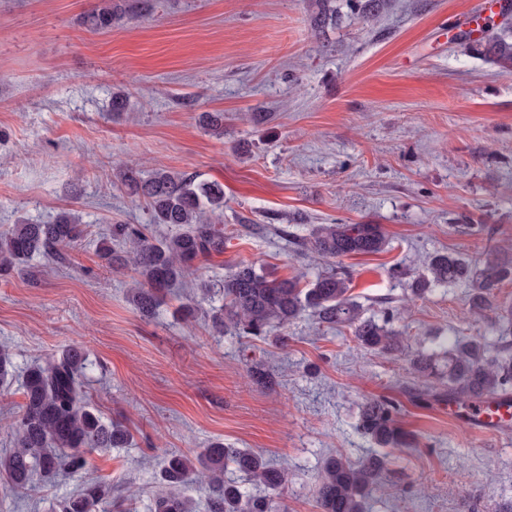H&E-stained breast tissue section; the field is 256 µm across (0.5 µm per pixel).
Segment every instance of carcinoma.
Listing matches in <instances>:
<instances>
[{
	"label": "carcinoma",
	"instance_id": "obj_1",
	"mask_svg": "<svg viewBox=\"0 0 512 512\" xmlns=\"http://www.w3.org/2000/svg\"><path fill=\"white\" fill-rule=\"evenodd\" d=\"M381 0H349L347 7L369 19L377 15ZM130 10L129 0H101L83 15V24L93 31H106ZM480 51L500 70L512 75V28L502 27L477 42ZM120 180L137 201H144L151 223L167 225L174 232L161 240L146 233L144 224H114L109 236L99 242L98 253L112 270L131 268L140 282L131 292V302L144 317L154 314L163 292L194 271L195 263L224 253V187L197 175L164 168L144 174L129 167ZM84 229L71 213L61 214L52 224H14L0 231V272L7 273L39 255L65 260V249L76 243ZM300 252L336 259L349 255L375 254L386 248L377 224H320L309 237L294 240ZM429 276L412 282L416 296L466 283L473 288L472 304L477 313L497 311L506 320L511 307L493 303L494 291L512 278V266L488 260L471 266L465 260L436 254L429 262ZM194 305L199 307L220 297L212 308V327L222 333L230 328L246 338H266L272 328H286L307 311L320 322L351 330L362 348L379 354L403 351V336L389 324L394 314L378 321L364 315L351 293L349 277L332 270L301 285L298 277L277 279L257 271L252 263H240L224 276L222 287L203 281L195 284ZM443 355L421 348L410 358V366L423 385L417 398L427 400L446 389L448 399L462 406L493 396L512 394V343L499 336L454 340L442 347ZM88 358L71 347L45 364L28 367L22 377L24 403L11 428L14 448L0 456V477L9 489L33 485L37 474L50 476L76 472L86 465L89 449L122 448L130 434L121 424L104 420L82 396ZM16 378L12 353L0 346V388ZM397 404L371 398L361 403L357 426L381 448H402L408 434L398 425ZM385 457L372 454L357 463L341 456L329 457L315 489L321 512H367L370 494L380 489L379 476ZM170 487H189L202 482L209 497L207 512H279L269 491L288 483V469L270 466L257 452L226 448L212 443L189 456L170 455L161 472ZM109 503L103 484L87 487L77 496H67L56 512H97ZM150 512H195L193 499L181 494L158 496Z\"/></svg>",
	"mask_w": 512,
	"mask_h": 512
}]
</instances>
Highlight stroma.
I'll return each instance as SVG.
<instances>
[{
    "label": "stroma",
    "mask_w": 512,
    "mask_h": 512,
    "mask_svg": "<svg viewBox=\"0 0 512 512\" xmlns=\"http://www.w3.org/2000/svg\"><path fill=\"white\" fill-rule=\"evenodd\" d=\"M95 3L0 0V231L65 212L87 229L65 264L37 256L0 276V345L21 368L82 348L87 400L133 439L90 454L78 472L0 485V512H53L98 481L130 512H149L165 458L218 439L288 466L280 512H319L325 460L378 451L356 429L371 397L398 404L411 445L383 451L367 512H501L512 503V425L470 429L449 416L447 396L417 399L406 360L309 313L282 343L219 335L204 311L187 315L184 285L142 317L130 301L135 273L112 271L97 251L109 225L150 221L120 169L196 174L223 185L232 235L201 278L219 282L244 261L311 281L339 265L365 315L397 310L409 346L499 335L493 312L473 313L467 285L409 290L438 252L512 261V75L474 49L478 32L455 25L496 23L499 11L385 0L368 22L335 0V22L317 29L315 0H155L150 15L135 8L93 32L81 17ZM116 93L127 100L120 113ZM207 112L223 113V134L205 126ZM337 223L381 225L385 251L334 262L297 254L279 234Z\"/></svg>",
    "instance_id": "stroma-1"
}]
</instances>
